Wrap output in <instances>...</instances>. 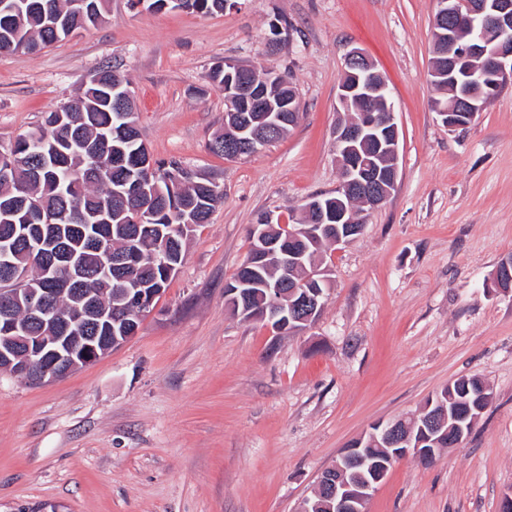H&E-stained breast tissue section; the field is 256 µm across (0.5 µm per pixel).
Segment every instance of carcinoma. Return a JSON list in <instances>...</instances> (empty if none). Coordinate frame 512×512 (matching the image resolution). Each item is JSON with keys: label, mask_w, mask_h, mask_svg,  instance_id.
<instances>
[{"label": "carcinoma", "mask_w": 512, "mask_h": 512, "mask_svg": "<svg viewBox=\"0 0 512 512\" xmlns=\"http://www.w3.org/2000/svg\"><path fill=\"white\" fill-rule=\"evenodd\" d=\"M17 15L0 10V53H34L66 38L70 33L96 25L105 0H89L95 19L88 22L75 14L73 0H10ZM188 10L200 13L224 11V0H185ZM97 85L88 84L60 109L50 112L41 126L0 143V155H14L11 167L0 165V247L9 248L13 266L28 273L31 288L58 287L50 259L30 251L41 232L63 238L72 247L74 261L84 273L81 288L120 310L122 320L97 319L77 332L95 336L101 347L117 348L109 337L122 339L133 325L141 324L136 310L125 306L121 284L160 296L182 264L186 243L195 228L208 222L223 203L224 190L180 166L155 160L153 168H137L138 157L147 151L139 131L133 127L134 113L120 112L109 95L119 77L113 70L100 71ZM257 88L278 103L291 79L269 73H255ZM176 171L179 179L167 178ZM281 245L302 253L292 273L286 275L271 263L247 273L239 266L226 287L247 278L250 306L263 303L270 288L283 279L288 287L306 282L312 267H327L330 237L343 229L341 224L326 228L321 238L302 242L288 229L275 225ZM167 244L174 268L157 261L159 248ZM128 252L138 261L127 267L105 270L106 250ZM82 295L65 293L55 298L53 312L40 323H30L17 305L13 315L20 329L35 336H61L66 322L83 310ZM477 378L458 379L441 391L447 402L448 426L452 432L468 436L473 423L487 408L480 396Z\"/></svg>", "instance_id": "1"}]
</instances>
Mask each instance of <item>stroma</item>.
Here are the masks:
<instances>
[{
  "instance_id": "35a3bbf8",
  "label": "stroma",
  "mask_w": 512,
  "mask_h": 512,
  "mask_svg": "<svg viewBox=\"0 0 512 512\" xmlns=\"http://www.w3.org/2000/svg\"><path fill=\"white\" fill-rule=\"evenodd\" d=\"M436 0H236L205 15L106 0L104 20L36 54H0V142L115 68L154 159L224 190L138 333L41 385L0 373V512H298L379 422L479 378L491 402L433 463L396 462L366 512H499L512 492V85L451 128L430 83ZM386 76L399 129L389 199L329 249L305 331L276 336L225 304L264 214L296 223L340 184L334 129L351 49ZM288 72L301 118L261 152L210 150L224 125L211 69Z\"/></svg>"
}]
</instances>
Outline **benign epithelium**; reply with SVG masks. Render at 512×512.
<instances>
[{
    "label": "benign epithelium",
    "mask_w": 512,
    "mask_h": 512,
    "mask_svg": "<svg viewBox=\"0 0 512 512\" xmlns=\"http://www.w3.org/2000/svg\"><path fill=\"white\" fill-rule=\"evenodd\" d=\"M440 8L433 19V43L440 48L443 61L431 67L433 83L446 85L457 82V73L462 66L471 67L477 77L470 85V92L462 99L458 107L442 109L439 115L450 127H458L465 121L456 119L455 113L465 112L474 118L488 101L497 96L504 88L512 85V0H439ZM467 14L479 22L469 36L458 33L451 24L456 16ZM347 70L338 86L340 108L349 112L352 103H385L381 112L362 111L358 117L347 123L336 125L334 141L337 160L344 175L336 188V211L326 206L324 199L317 196L307 200L305 209L314 215V228H302L300 233L311 236L326 220L334 219L338 224H358L360 219L353 212L341 210L343 194L353 188L365 190L366 205L374 209L383 204L393 191L398 176L399 133L394 109L390 99L388 84L370 59L360 50L352 49L346 56ZM249 66L224 62V102L231 112H258L262 114L265 129L277 125L278 119L271 118V103L259 92L245 84ZM375 141L377 150L388 159V168L379 170L373 167L358 166L348 162L355 154L357 144L367 138ZM267 146L266 139L250 130V127L232 125L225 129L224 155L231 160L245 158L261 151ZM273 223L272 216L264 217V223L252 227L257 241L255 246L258 262L280 251L278 241L271 236L268 225ZM14 288L0 289V304L4 308L22 298L29 301L31 315L40 319L50 310V290L24 287L27 273L6 272ZM126 297L136 303L140 314L147 315L153 310L154 297H147L128 287ZM325 295L315 290L300 300L299 312L290 316V321L280 319V296H274L269 306L257 311L248 318L250 322H260L273 333L280 335L287 328L296 332L301 325L310 324L314 315L322 311ZM17 328L7 326L5 335L0 336V358L12 362L16 349L14 343L23 341L26 350L21 363L15 366L13 375L32 383H42L62 378L72 369L89 365L100 357L96 346L86 337L85 348H78L65 336H36L32 339L15 335ZM440 410L428 419L431 430L425 441L414 440V427L419 414L399 417L381 422L372 428L369 436L372 440L382 439L392 449L386 462L376 465L367 464V459L357 448H345L334 464L326 468L320 477L323 495L312 506L302 505L300 512H365V505L372 491L384 479L390 465L409 454L421 461H429L437 452L449 443L448 431L439 423ZM430 443L425 448L423 444ZM356 463L369 465L372 479L360 484L349 479V471Z\"/></svg>",
    "instance_id": "benign-epithelium-1"
}]
</instances>
